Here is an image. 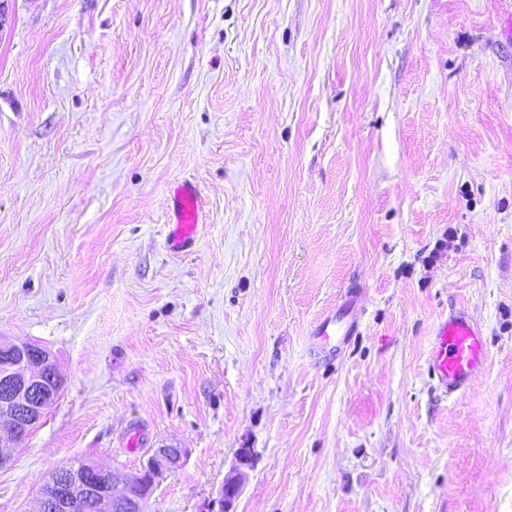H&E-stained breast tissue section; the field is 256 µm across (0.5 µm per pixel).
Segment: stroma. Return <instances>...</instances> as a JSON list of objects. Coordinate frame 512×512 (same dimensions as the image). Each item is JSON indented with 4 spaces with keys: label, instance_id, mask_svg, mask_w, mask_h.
Wrapping results in <instances>:
<instances>
[{
    "label": "stroma",
    "instance_id": "35a3bbf8",
    "mask_svg": "<svg viewBox=\"0 0 512 512\" xmlns=\"http://www.w3.org/2000/svg\"><path fill=\"white\" fill-rule=\"evenodd\" d=\"M453 307L489 350L458 398L426 373ZM0 335L65 379L0 512L163 444L149 512H208L243 448L237 512H512V0H9ZM202 217L199 191L192 182H183L173 191L169 204L167 249L172 254L189 253L195 245ZM356 292L348 290L335 308L318 319L309 331L311 351L326 363L338 357L358 333Z\"/></svg>",
    "mask_w": 512,
    "mask_h": 512
}]
</instances>
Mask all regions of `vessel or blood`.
I'll return each mask as SVG.
<instances>
[{"label":"vessel or blood","instance_id":"b4317fda","mask_svg":"<svg viewBox=\"0 0 512 512\" xmlns=\"http://www.w3.org/2000/svg\"><path fill=\"white\" fill-rule=\"evenodd\" d=\"M202 217L199 191L183 182L173 191L169 204L170 253H189L195 245ZM359 316L355 291H347L335 308L318 319L309 332L315 357L332 362L358 333ZM487 351L479 322L467 311H453L434 331L427 372L444 396L464 394L486 369Z\"/></svg>","mask_w":512,"mask_h":512}]
</instances>
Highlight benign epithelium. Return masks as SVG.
I'll return each mask as SVG.
<instances>
[{
  "label": "benign epithelium",
  "mask_w": 512,
  "mask_h": 512,
  "mask_svg": "<svg viewBox=\"0 0 512 512\" xmlns=\"http://www.w3.org/2000/svg\"><path fill=\"white\" fill-rule=\"evenodd\" d=\"M65 380L54 355L30 341L0 337V468L35 430L59 399ZM187 449L162 445L153 449L138 473L139 486L130 487L128 475L112 466L79 461L55 469L40 488L31 512H147V504L164 474L179 468ZM253 452L243 448L238 465L226 476L212 512H236L245 472Z\"/></svg>",
  "instance_id": "1"
}]
</instances>
